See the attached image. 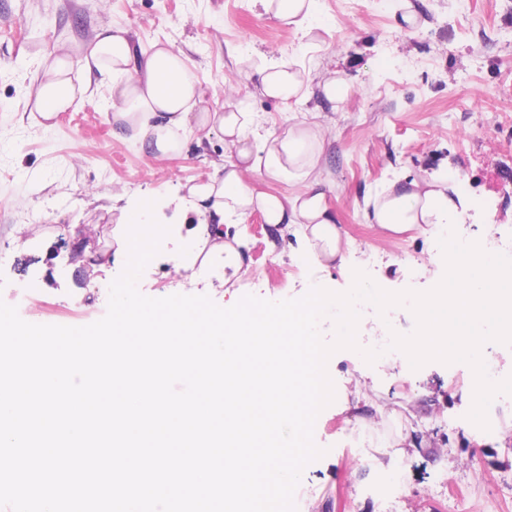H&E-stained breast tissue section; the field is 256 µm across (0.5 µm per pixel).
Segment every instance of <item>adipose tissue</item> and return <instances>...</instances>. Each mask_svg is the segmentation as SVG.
<instances>
[{
	"instance_id": "obj_1",
	"label": "adipose tissue",
	"mask_w": 512,
	"mask_h": 512,
	"mask_svg": "<svg viewBox=\"0 0 512 512\" xmlns=\"http://www.w3.org/2000/svg\"><path fill=\"white\" fill-rule=\"evenodd\" d=\"M265 14L316 43L321 25L316 19L317 0H259ZM84 65L118 77L112 96L118 107L112 114L117 134H131L152 157L179 154L184 139L214 130L224 135L223 171L188 185L189 210L201 215L193 229L198 244L209 256L220 255L224 264L239 269L236 250L208 217L224 220L260 212L265 223L296 225L309 262L322 269L345 268L346 256L335 211L327 201L323 159L324 127L313 115L295 116L283 133L259 134L248 101L235 99L223 111L200 110L203 91L182 53L169 43H154L150 52L137 51L127 30L100 28L83 48ZM74 62L66 49L48 61L39 83L30 118L50 124L88 97V80L75 77ZM262 92L288 105L305 98L304 68L293 61L272 59L255 67ZM263 181L291 185L289 194L256 190L250 175ZM367 218L380 230L426 232L431 227L457 223L469 200L455 175L440 169L411 180L395 179L368 203ZM144 221L140 213L127 215L116 238L115 252H102L99 269L113 261L128 262L140 249ZM448 276L436 288L414 300L417 330L407 341L406 363L425 356L461 354L467 357L478 388L486 386L490 340L512 336V259L480 254L461 263L466 249L453 233L443 239Z\"/></svg>"
}]
</instances>
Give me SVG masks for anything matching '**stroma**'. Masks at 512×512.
I'll list each match as a JSON object with an SVG mask.
<instances>
[{"instance_id":"obj_1","label":"stroma","mask_w":512,"mask_h":512,"mask_svg":"<svg viewBox=\"0 0 512 512\" xmlns=\"http://www.w3.org/2000/svg\"><path fill=\"white\" fill-rule=\"evenodd\" d=\"M416 27L401 24L396 0H318L320 47L269 19L257 0H0V300L34 324L85 326L107 312L111 272L95 269L124 211L154 201L171 233L146 266L139 291L152 298L206 295L221 307L252 294L297 299L311 286L350 287L367 274L382 289L426 291L446 277L437 237L381 235L365 218L367 200L394 177L413 178L447 164L470 200L453 225L465 244L490 231L512 237V0H410ZM129 30L149 50L170 42L204 89L210 111L229 92L247 98L261 127L285 130L293 112L317 114L326 130L331 191L346 239L347 272L308 263L298 234L264 224L260 214L224 225L241 269L221 286L223 258L201 271L177 270L195 239L171 203L179 186L207 179L224 161L220 133L157 160L112 134V78L91 74L88 102L60 113L53 127L31 122L30 96L44 61L59 46L80 53L96 28ZM295 60L307 72L306 98L286 107L262 96L236 58ZM351 87L329 102V73ZM359 348L381 350L374 363L343 349L329 374L347 402L318 415L314 442L325 454L303 471L313 488L301 512H512V353L486 346L496 362L484 399L471 389L467 358L427 357L405 366L379 331L411 333L410 307L378 313L358 304Z\"/></svg>"}]
</instances>
